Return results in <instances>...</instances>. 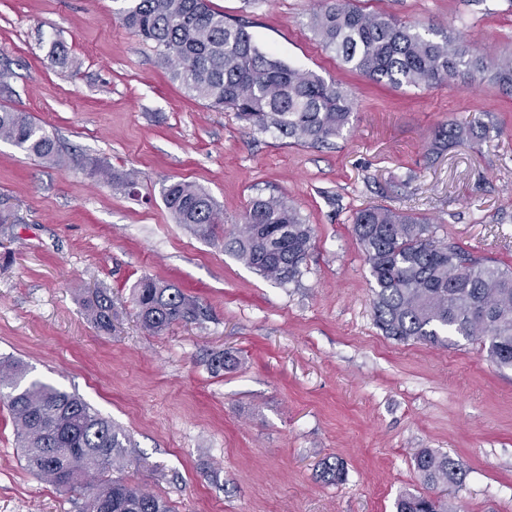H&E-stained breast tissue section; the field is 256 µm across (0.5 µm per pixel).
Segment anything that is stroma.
Segmentation results:
<instances>
[{
	"mask_svg": "<svg viewBox=\"0 0 512 512\" xmlns=\"http://www.w3.org/2000/svg\"><path fill=\"white\" fill-rule=\"evenodd\" d=\"M451 30L489 62L512 56V0H353ZM260 47L341 84L351 124L324 146L261 133L187 96L153 43L128 31L122 0H0V105L55 133L52 165L0 140V356L80 395L130 435L119 476L172 512H395L426 492L424 448L462 466L441 486L450 512H512V366L484 342L398 341L374 323V281L352 233L381 204L429 217L437 237L512 267V92L377 84L341 64L308 27L314 0H210ZM61 51L65 65L50 62ZM480 118L497 137L429 155L446 120ZM97 159L135 194L90 178ZM185 180L220 209L203 239L175 223L162 189ZM282 196L313 228L298 280H266L224 250L258 198ZM151 276L207 316L154 335L132 289ZM110 293L111 332L86 316ZM234 368L212 373V353ZM343 461L344 480L321 476ZM75 494L25 470L0 401V512H76Z\"/></svg>",
	"mask_w": 512,
	"mask_h": 512,
	"instance_id": "35a3bbf8",
	"label": "stroma"
}]
</instances>
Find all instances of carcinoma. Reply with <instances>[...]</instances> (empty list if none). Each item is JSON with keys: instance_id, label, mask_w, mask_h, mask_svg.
<instances>
[{"instance_id": "obj_1", "label": "carcinoma", "mask_w": 512, "mask_h": 512, "mask_svg": "<svg viewBox=\"0 0 512 512\" xmlns=\"http://www.w3.org/2000/svg\"><path fill=\"white\" fill-rule=\"evenodd\" d=\"M123 25L151 42L160 63L188 96L215 109L230 108L260 132L276 131L296 143L317 145L350 124L354 101L344 88L313 72H303L262 51L241 24L224 20L208 0H125ZM309 27L325 49L350 69L392 87L466 85L491 73L512 90V57L488 69L445 28L406 24L393 16L366 12L348 0H329L309 16ZM494 127L479 118L448 120L434 131L432 150L490 140ZM0 140L44 161L60 165L56 137L29 115L0 107ZM90 175L128 190L134 182L98 161ZM175 223L203 238L221 223L213 198L196 185L175 181L162 190ZM353 232L375 281L373 315L385 335L442 342L461 336L488 342L499 365L512 366V269L474 256L433 235L419 213L368 205L352 219ZM312 227L282 197L254 200L241 224L224 237V249L262 277L294 281L311 249ZM142 326L159 334L177 322L205 314L197 299L173 285L145 276L133 289ZM95 326L112 330V297L96 290L85 301ZM28 368L0 356V398L4 399L22 448L25 468L67 492L90 489L79 512H172L168 502L105 473L119 469L132 453L131 442L83 398L51 384L22 381ZM414 465L424 484L457 485L461 468L446 454L421 449ZM396 512H448V501L404 492Z\"/></svg>"}]
</instances>
